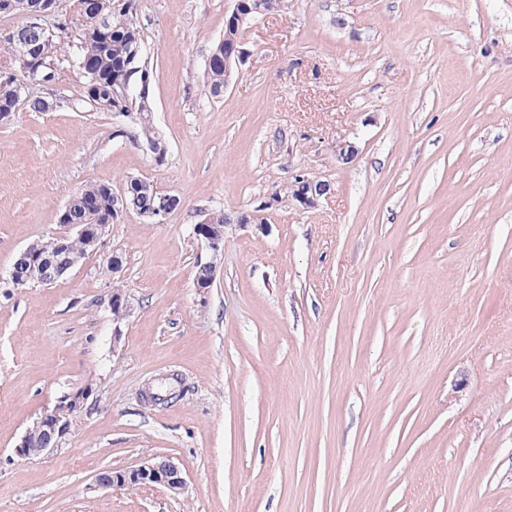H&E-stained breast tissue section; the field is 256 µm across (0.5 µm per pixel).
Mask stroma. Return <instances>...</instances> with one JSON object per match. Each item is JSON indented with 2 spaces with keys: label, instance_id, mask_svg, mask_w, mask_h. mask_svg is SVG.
<instances>
[{
  "label": "stroma",
  "instance_id": "obj_1",
  "mask_svg": "<svg viewBox=\"0 0 512 512\" xmlns=\"http://www.w3.org/2000/svg\"><path fill=\"white\" fill-rule=\"evenodd\" d=\"M231 8L138 0L163 161L71 69L53 110L0 123V512H512V0H287L216 98ZM298 174L329 184L316 208L228 225L218 260L194 237ZM131 178L180 208L124 214L52 285L7 284L73 192ZM81 391L58 447L19 456ZM156 456L181 493L94 482ZM85 398L84 392L60 397L53 408L44 411L26 430L16 447L17 453L22 457H30L34 453L41 455L58 446L70 431L74 414L81 409ZM32 448H35L34 453Z\"/></svg>",
  "mask_w": 512,
  "mask_h": 512
}]
</instances>
